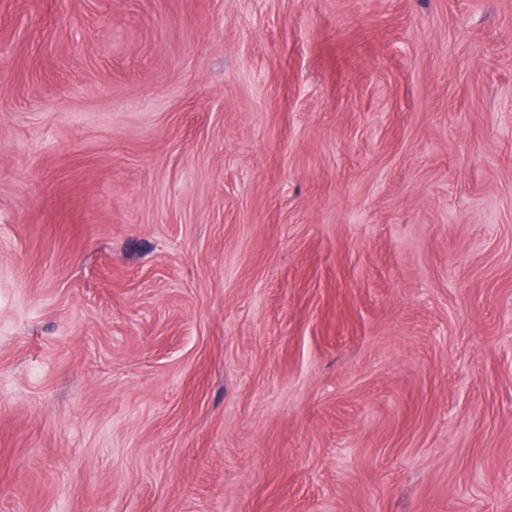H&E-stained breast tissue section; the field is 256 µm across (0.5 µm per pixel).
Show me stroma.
<instances>
[{
  "label": "stroma",
  "instance_id": "obj_1",
  "mask_svg": "<svg viewBox=\"0 0 512 512\" xmlns=\"http://www.w3.org/2000/svg\"><path fill=\"white\" fill-rule=\"evenodd\" d=\"M0 512H512V0H0Z\"/></svg>",
  "mask_w": 512,
  "mask_h": 512
}]
</instances>
